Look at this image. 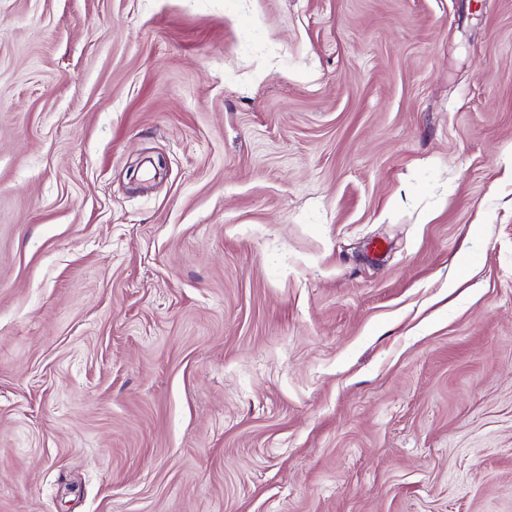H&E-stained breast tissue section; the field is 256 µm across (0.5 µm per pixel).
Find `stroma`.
I'll use <instances>...</instances> for the list:
<instances>
[{
    "mask_svg": "<svg viewBox=\"0 0 512 512\" xmlns=\"http://www.w3.org/2000/svg\"><path fill=\"white\" fill-rule=\"evenodd\" d=\"M0 512H512V0H0Z\"/></svg>",
    "mask_w": 512,
    "mask_h": 512,
    "instance_id": "obj_1",
    "label": "stroma"
}]
</instances>
